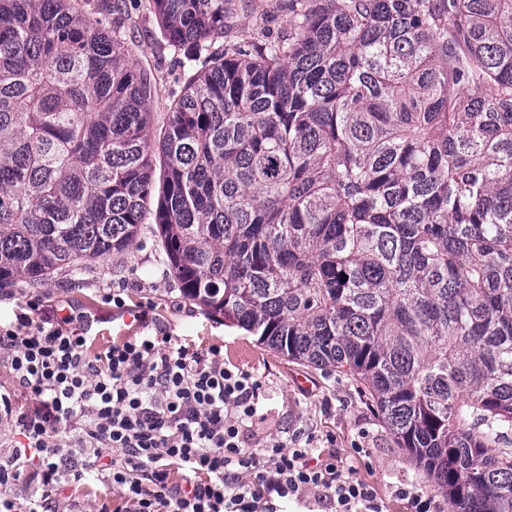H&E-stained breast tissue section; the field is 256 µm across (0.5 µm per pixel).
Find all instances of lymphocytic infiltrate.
I'll return each mask as SVG.
<instances>
[{
  "mask_svg": "<svg viewBox=\"0 0 512 512\" xmlns=\"http://www.w3.org/2000/svg\"><path fill=\"white\" fill-rule=\"evenodd\" d=\"M73 315L32 322L25 312L0 323V352L15 384L37 402L16 406L0 393L25 441L0 463V512H51L61 488L95 473L121 490L130 512H282L284 501L316 493L330 512H383L374 490L333 461L314 460L305 431L290 444L249 446L244 421L260 386L223 360L173 347L165 332L115 343L88 357ZM67 430L79 450L64 458ZM38 468L21 470L20 459ZM177 467L183 485L172 484ZM32 484L24 500L5 488Z\"/></svg>",
  "mask_w": 512,
  "mask_h": 512,
  "instance_id": "1",
  "label": "lymphocytic infiltrate"
}]
</instances>
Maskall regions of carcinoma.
Masks as SVG:
<instances>
[{"label": "carcinoma", "instance_id": "1", "mask_svg": "<svg viewBox=\"0 0 512 512\" xmlns=\"http://www.w3.org/2000/svg\"><path fill=\"white\" fill-rule=\"evenodd\" d=\"M0 0V285L161 243L186 300L344 379L443 493L512 512V0ZM170 100L158 118L153 100ZM126 7L132 13H139L142 19L137 28L127 30L126 39L132 48L130 63L163 78L168 84L181 76L182 71L172 53L158 49L154 40L157 21L146 10L148 0H126ZM138 3V4H137ZM288 0H253L254 8L264 12L266 26L273 36L287 27Z\"/></svg>", "mask_w": 512, "mask_h": 512}]
</instances>
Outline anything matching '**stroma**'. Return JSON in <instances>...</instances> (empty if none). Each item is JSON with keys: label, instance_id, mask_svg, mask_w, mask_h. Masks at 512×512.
I'll return each mask as SVG.
<instances>
[{"label": "stroma", "instance_id": "1", "mask_svg": "<svg viewBox=\"0 0 512 512\" xmlns=\"http://www.w3.org/2000/svg\"><path fill=\"white\" fill-rule=\"evenodd\" d=\"M147 3L126 0L127 9L142 16L137 28L126 32L132 48L130 62L171 83L182 71L172 53L156 46L157 21L147 12ZM122 284L128 290L126 307L120 310L106 301L105 294ZM32 302L39 305L32 314L37 321L62 309L84 312L96 349L153 334L159 327L171 336L174 346L202 351L217 347L226 366L251 374L261 384L257 415L244 426L250 443L262 447L274 439L286 442L294 430L305 428L313 438L316 456L336 459L353 477L371 485L383 512H408L406 501L395 493L399 485L429 490L421 471L395 448L346 381L286 362L255 337L224 325L184 299L152 236H145L129 259H101L77 277L61 275L34 285L20 279L0 286V319H13L16 311ZM143 307L150 308L152 325L124 324L125 313ZM106 499L117 506L122 503L118 490L87 480L67 486L55 512H94Z\"/></svg>", "mask_w": 512, "mask_h": 512}]
</instances>
